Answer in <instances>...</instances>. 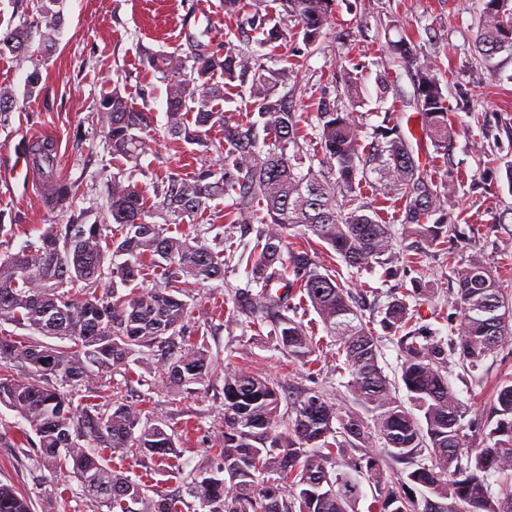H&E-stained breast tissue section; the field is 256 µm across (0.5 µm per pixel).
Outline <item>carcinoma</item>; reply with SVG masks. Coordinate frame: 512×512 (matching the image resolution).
<instances>
[{
  "label": "carcinoma",
  "instance_id": "cac0c4a2",
  "mask_svg": "<svg viewBox=\"0 0 512 512\" xmlns=\"http://www.w3.org/2000/svg\"><path fill=\"white\" fill-rule=\"evenodd\" d=\"M242 0H223L224 16L235 21L225 34L224 51L197 49L183 57L150 53L148 66L166 74L167 132L188 144L204 145L208 131L224 126V165L201 167L191 178H172L156 192L155 209L164 219L149 220L138 184L114 179L110 197L112 224L121 236L112 241V255L102 248L111 224L50 227L40 244L0 257V322L69 341L67 345L0 338V370L12 363L28 367L30 377H0V405L18 413L34 431L36 461L51 472L64 464L79 482L82 494L109 512H178L171 497L159 494L104 464L93 448L106 434L112 449L125 456L167 461L179 457L174 437L161 419L142 421L140 412L112 393V413L79 423L71 395L48 382L54 377L80 390L95 377L126 365L141 349L164 355L159 378L186 394L212 374L207 350L185 335L190 318L185 285L224 281V261L208 246L188 237L167 235L168 224L210 208L218 197L232 203L224 213L230 224H259L251 258L248 287L232 297V312L254 321L270 318L275 340L289 358L303 364L315 352L310 328L288 316L291 300L305 296L336 337V365L349 373V387L373 414L374 430L356 412H341L321 392L312 390L281 411L276 383L236 369H224V434L220 462L198 466L189 473L186 493L202 512H356L362 478L373 480L375 512H512V383L496 391L490 418L494 423L479 448L464 449L467 408L448 382V357L456 356L476 371L512 336V325L497 323L495 311L512 307V292L479 259L457 273L453 304L461 319L450 335L437 336L419 310H409L395 298L383 311L380 325L397 337L402 353L401 381L413 409L395 396L393 382L379 363L380 349L373 322L342 282L341 269L320 271L306 249L283 258L286 231L298 225L327 244L347 268L373 265L388 275L399 262L390 225L375 207L359 201L357 189L368 173L377 174L376 191L404 202V234L417 243H445L458 232L448 223L442 191L421 168L415 147L429 142L435 149L448 143V99L441 66L422 57L406 38L387 46V68L410 73L415 115L409 133L397 121H385L371 134L370 151L362 146L354 108L359 104L358 78L350 76L344 95L348 104L322 98L314 126L322 165L332 177L300 172L310 158L299 141V116L292 110L287 81H298L299 69H272L264 56L230 40L236 32H258L260 43L288 41L294 23L305 45L320 44L332 22L336 0H280L283 22L269 25L258 8L244 12ZM60 0H37L34 24L0 34V53L23 55L33 31L45 53L56 47L64 23ZM507 0H482L475 48L485 69L501 68L497 58L512 59V12ZM224 84L213 82L216 73ZM250 82L241 96L247 120L239 121L214 108L224 99V86ZM99 111L108 119L107 140L112 154L133 162L142 151L144 116L117 88L104 94ZM192 115L193 122L186 120ZM34 167L53 179L58 166L54 144H30ZM342 194L340 203L337 194ZM123 256L121 263L115 258ZM149 258L164 272L163 285L149 291L132 287ZM112 275V293L97 295L105 276ZM130 288L126 295L118 286ZM384 440L391 460L412 466L394 479L384 476L374 453L353 452L367 447L373 435ZM428 454L430 463L417 462ZM500 476L497 489L489 477ZM423 488L422 502L412 496ZM0 512H31L30 501L11 486L0 484Z\"/></svg>",
  "mask_w": 512,
  "mask_h": 512
}]
</instances>
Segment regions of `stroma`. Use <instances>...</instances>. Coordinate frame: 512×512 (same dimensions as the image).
Returning a JSON list of instances; mask_svg holds the SVG:
<instances>
[{"label": "stroma", "instance_id": "1", "mask_svg": "<svg viewBox=\"0 0 512 512\" xmlns=\"http://www.w3.org/2000/svg\"><path fill=\"white\" fill-rule=\"evenodd\" d=\"M195 2L63 0L65 22L52 55H45L36 39L26 55L0 54V87H10L20 101L14 111L0 114V167L9 166L21 138L49 134L59 158L56 177L75 188L66 202L58 204L48 194L47 179H40L36 191L21 178L0 182V223L5 226L0 232L1 254L37 242L50 225L72 223L78 215L92 221L105 217L113 179L132 178L150 205L156 201V187L166 185L169 177L192 176L205 164L222 166V153L201 151L168 134L166 83L161 73L143 64L147 53L184 51L192 42L210 51L222 48L226 26L221 0H212L210 16L200 18L193 15ZM481 8L480 0H337L336 15L318 50L306 48L298 37L265 47L252 32L234 39L244 49L260 47L267 66L287 69L300 64L305 80L293 105L313 155L321 152L313 130L317 102L324 96L339 97L348 73H356L360 82L362 103L355 118L362 135L384 120L412 115V108L393 94L380 92L385 46L401 36L442 63L447 96L455 95L457 84L477 85L470 111L448 114L455 135L447 148L427 151L432 170L454 176L455 187L444 192L442 202L460 235L427 249L419 263L395 277L385 276L379 266L343 272L346 287L368 317H379L393 298L402 296L409 305L420 306L423 314L438 313L433 327L443 337L449 333V316L456 313L451 303L455 275L471 258L481 259L512 291V62L492 74L475 53ZM36 68L42 71V82L30 97L26 78ZM116 87L149 120L144 149L135 164L112 155L107 126L97 110L101 95ZM224 205V199L212 201L204 213L172 225V233L191 234L217 251L228 237L239 246L253 243L256 225L225 223ZM245 282L239 269L228 272L226 282L189 290L191 338L207 347L218 373L230 367L273 380L285 410L312 389L323 392L341 410H358L348 373L336 368L335 341L323 327L314 329L315 362L307 366L282 353L270 323L253 325L246 317H231L232 290ZM417 288L423 289V296H414ZM162 362L161 356L146 355L113 369L77 391L73 401L79 413L96 418L107 413L110 390L118 386L142 418H163L183 450L185 469L123 456L113 451L106 437L96 448L110 467L157 491L175 493L183 491L190 469L216 458L224 430V381L217 375L187 395L160 380ZM511 377L512 340L475 372L458 358H449L450 386L468 409L469 447H481L495 389ZM25 427L17 412L0 405V482L28 497L32 512H102L98 503L82 496L77 480L39 468L33 442L22 435Z\"/></svg>", "mask_w": 512, "mask_h": 512}]
</instances>
